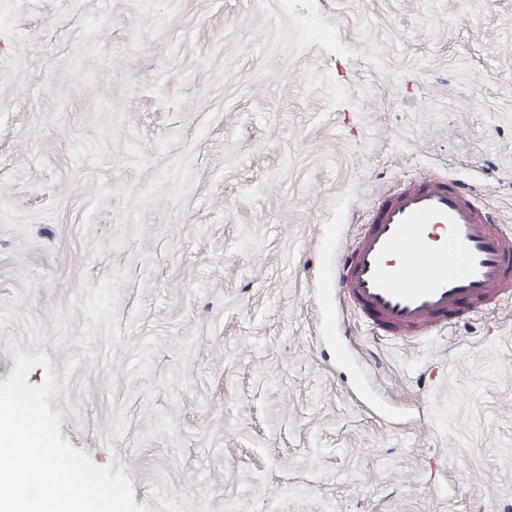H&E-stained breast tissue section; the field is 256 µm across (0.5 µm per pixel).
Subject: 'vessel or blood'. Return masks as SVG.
<instances>
[{"mask_svg": "<svg viewBox=\"0 0 512 512\" xmlns=\"http://www.w3.org/2000/svg\"><path fill=\"white\" fill-rule=\"evenodd\" d=\"M336 300L379 341L441 335L470 312L512 300V227L473 185L430 172L372 203L336 254Z\"/></svg>", "mask_w": 512, "mask_h": 512, "instance_id": "b4317fda", "label": "vessel or blood"}]
</instances>
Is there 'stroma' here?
<instances>
[{
    "mask_svg": "<svg viewBox=\"0 0 512 512\" xmlns=\"http://www.w3.org/2000/svg\"><path fill=\"white\" fill-rule=\"evenodd\" d=\"M428 170L512 225V0H0V381L149 512H512V305L326 341Z\"/></svg>",
    "mask_w": 512,
    "mask_h": 512,
    "instance_id": "35a3bbf8",
    "label": "stroma"
}]
</instances>
